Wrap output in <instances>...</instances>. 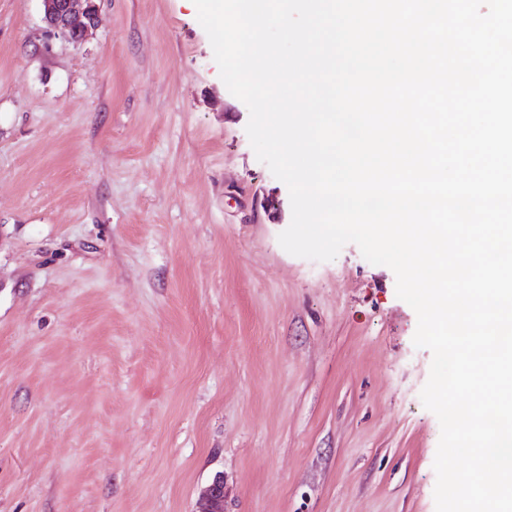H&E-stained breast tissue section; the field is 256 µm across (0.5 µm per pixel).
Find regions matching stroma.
<instances>
[{
	"label": "stroma",
	"mask_w": 512,
	"mask_h": 512,
	"mask_svg": "<svg viewBox=\"0 0 512 512\" xmlns=\"http://www.w3.org/2000/svg\"><path fill=\"white\" fill-rule=\"evenodd\" d=\"M0 0V512H436L393 271L279 241L193 0ZM43 20L54 35L79 43L96 24L94 0H40ZM195 512H224V478L216 475L201 492Z\"/></svg>",
	"instance_id": "stroma-1"
}]
</instances>
